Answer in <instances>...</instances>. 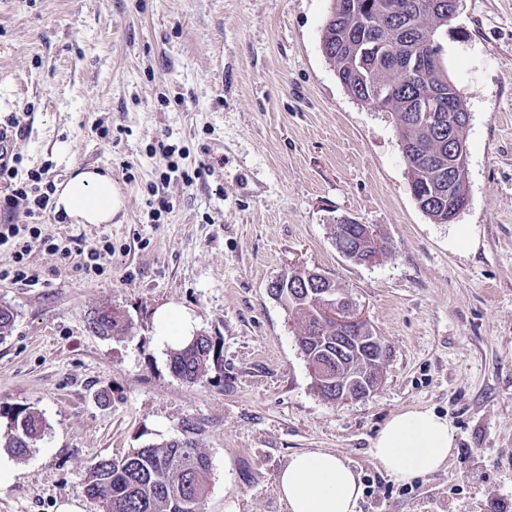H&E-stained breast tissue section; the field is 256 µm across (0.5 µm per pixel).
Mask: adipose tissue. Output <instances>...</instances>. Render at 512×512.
Wrapping results in <instances>:
<instances>
[{
    "label": "adipose tissue",
    "mask_w": 512,
    "mask_h": 512,
    "mask_svg": "<svg viewBox=\"0 0 512 512\" xmlns=\"http://www.w3.org/2000/svg\"><path fill=\"white\" fill-rule=\"evenodd\" d=\"M57 213L77 224H108L122 205L109 175L76 170L56 192ZM159 348H176L193 336L196 322L182 307L169 303L155 313ZM453 453L446 418L430 409L393 414L373 443L375 460L401 481L434 473ZM279 488L290 512H355L361 496L356 472L328 450L296 454L279 476Z\"/></svg>",
    "instance_id": "obj_1"
}]
</instances>
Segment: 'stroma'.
Here are the masks:
<instances>
[{
	"mask_svg": "<svg viewBox=\"0 0 512 512\" xmlns=\"http://www.w3.org/2000/svg\"><path fill=\"white\" fill-rule=\"evenodd\" d=\"M333 0H0V127L19 118L22 170L64 184L109 169L108 224L40 217L44 233L112 242L89 278L33 245L47 284L0 281L15 323L0 340V437L8 408L49 429L0 486V512H57L104 456L178 437L212 467L203 512H289L279 475L294 454L335 451L360 477L358 512H512V0H460L438 33L464 97L469 203L437 224L417 206L391 113L356 100L321 50ZM108 138H100V129ZM172 145L193 185L163 180ZM166 198L160 219L151 202ZM348 217L375 225L374 265L336 247ZM294 268L345 290L389 347L379 388L332 404L270 292ZM167 303L222 354L205 378L175 376L154 341ZM131 320L102 338L89 319ZM447 418V466L398 481L372 456L394 413ZM124 315L106 306L94 312L90 326L99 336L112 337L115 334L128 332L132 327Z\"/></svg>",
	"mask_w": 512,
	"mask_h": 512,
	"instance_id": "1",
	"label": "stroma"
}]
</instances>
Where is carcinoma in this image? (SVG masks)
I'll use <instances>...</instances> for the list:
<instances>
[{
    "mask_svg": "<svg viewBox=\"0 0 512 512\" xmlns=\"http://www.w3.org/2000/svg\"><path fill=\"white\" fill-rule=\"evenodd\" d=\"M417 0H334L321 36V48L348 92L363 97L375 86L393 89L386 111L399 121L402 140L414 153L406 156L411 182L427 187L431 198L423 210L433 222L448 219L458 200L468 195L461 183L448 187V142L438 138L412 112L413 97H430L452 90L450 76L437 40L448 25V0L415 11ZM338 249L350 254L358 243L344 227L335 235ZM310 270L295 269L276 281L271 293L299 324L297 342L336 372V342L340 332L326 320V295L318 289L294 290L295 281ZM90 326L100 336L112 337L131 329L124 315L109 306L94 312ZM170 354L175 376L194 384L207 375L211 361L220 357L221 346L212 336L194 334ZM383 363L359 340L347 342L342 375L351 380L380 376ZM11 430L0 440L17 457L37 447L47 429L43 413L34 406L10 412ZM211 461L196 440L181 438L134 448L122 457H102L89 469L87 494L99 512H202L208 493Z\"/></svg>",
    "mask_w": 512,
    "mask_h": 512,
    "instance_id": "cac0c4a2",
    "label": "carcinoma"
}]
</instances>
